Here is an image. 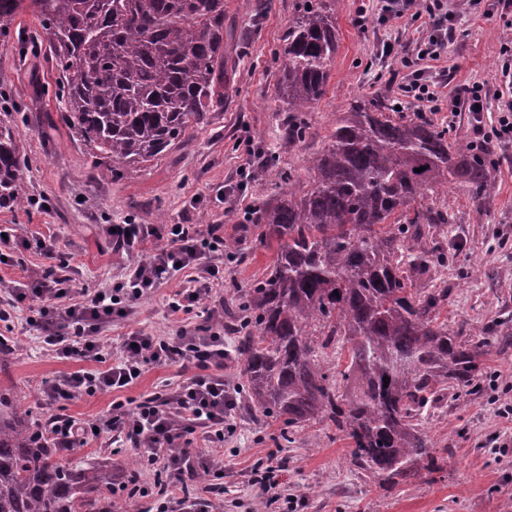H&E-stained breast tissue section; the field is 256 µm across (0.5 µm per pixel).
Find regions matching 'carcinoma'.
I'll use <instances>...</instances> for the list:
<instances>
[{
    "mask_svg": "<svg viewBox=\"0 0 512 512\" xmlns=\"http://www.w3.org/2000/svg\"><path fill=\"white\" fill-rule=\"evenodd\" d=\"M335 6L302 0L275 53L279 134L291 143L306 138L326 91ZM27 8L50 39L64 122L116 174L137 172L224 106V0H0V35ZM449 133L384 95L351 102L307 160L308 184L283 171L278 192L251 210L276 258L236 290L224 323L245 412L281 420L286 441L313 421L335 428L352 441L351 462L377 479L407 483L430 468L437 443L422 415L437 393L476 384L487 345L448 332V289L415 287L452 259L430 245L451 216L427 195L457 184L480 209L494 190L492 152ZM23 167L15 130L0 124V205L25 204ZM338 338L339 372L328 353ZM45 430L0 388V512H120L112 471L62 465Z\"/></svg>",
    "mask_w": 512,
    "mask_h": 512,
    "instance_id": "obj_1",
    "label": "carcinoma"
}]
</instances>
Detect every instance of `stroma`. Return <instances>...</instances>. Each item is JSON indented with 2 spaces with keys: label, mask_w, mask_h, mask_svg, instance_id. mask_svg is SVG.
<instances>
[{
  "label": "stroma",
  "mask_w": 512,
  "mask_h": 512,
  "mask_svg": "<svg viewBox=\"0 0 512 512\" xmlns=\"http://www.w3.org/2000/svg\"><path fill=\"white\" fill-rule=\"evenodd\" d=\"M301 0H224V66L229 82L224 106L211 112L207 126L169 147L132 175L113 176L109 164L92 156L62 121L59 73L49 39L32 12L15 18L8 36H0V113H10L17 131L25 177L34 202L21 209L0 207V228L12 241V261L0 264V282L29 281L45 259L25 247L28 239L54 242L68 265L66 274L90 289L119 280L127 267L148 257L151 243L131 253L114 251L106 225L129 221L152 224L157 213L169 223L193 224L200 231L220 228L234 244L224 259V286L247 288L265 275L276 244L263 242L246 222L257 199L275 192L278 165L303 173L306 159L326 144L337 120L357 97L385 93L402 97L400 88L412 71L438 82L442 94L493 80L500 47L512 41V6L480 0L476 9H458L455 33L440 61H417L406 68L400 59L382 56L384 42L407 43L415 34L405 20L383 21V0H338L337 52L329 65L326 93L310 111L307 138L288 143L278 137L284 107L277 95L280 74L274 53L283 43ZM255 158H248L247 149ZM499 162L491 172L494 199L477 210L457 185L435 195L451 223L437 226L434 238L453 254L448 266L421 276V288H444L448 304L441 317L449 329L494 330L512 317V144H493ZM254 175L241 179V165ZM184 275L142 299L133 314L105 331L106 358L119 356L127 333L175 335L180 323L166 303L185 287ZM0 337L11 339L13 352L0 363V387L25 397L33 417L47 422L65 414L86 422L106 417L113 402L140 401L162 385L177 386L184 374L178 365L150 367L132 386L92 397L47 405L38 397L44 379L85 369L82 361L58 358L43 346L28 324V304L10 305L0 292ZM484 390L444 396L424 417L423 427L439 445L435 462L409 484H378L349 460V441L336 430L312 423L295 442L282 441V424L231 417L232 433L224 440V512H512V454L497 445L512 441V421L502 417L512 405V346L490 342L484 356ZM138 453L114 449L108 437L61 454L71 468L96 465L126 470ZM280 466L279 494L260 496L251 482L254 468Z\"/></svg>",
  "instance_id": "obj_1"
}]
</instances>
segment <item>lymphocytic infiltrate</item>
<instances>
[{
  "instance_id": "1",
  "label": "lymphocytic infiltrate",
  "mask_w": 512,
  "mask_h": 512,
  "mask_svg": "<svg viewBox=\"0 0 512 512\" xmlns=\"http://www.w3.org/2000/svg\"><path fill=\"white\" fill-rule=\"evenodd\" d=\"M384 17L420 22L427 32L414 43L420 59L439 60L454 32L455 13L447 0H385ZM506 90L512 92V45L502 48L494 85L477 83L446 99L435 82L419 75L403 87L405 95L417 102L429 105L444 99L449 112L469 113L475 132L486 143L494 138L512 141V99L503 102L492 132H485L481 123V108L490 94ZM150 240L157 243L153 253L102 291L78 286L75 279L57 274L50 265L36 271L26 287L11 286L7 292L12 303H28L30 323L49 351L62 359L99 364L95 370L45 379L39 390L45 403L129 387L152 365L176 364L186 371V378L172 391L148 395L131 408L113 402L110 415L96 424L54 415L50 437L54 447L64 452L83 446L97 432L111 435L116 443L132 442L141 448L142 460L159 467L164 475L154 487L157 512H212L209 500L190 495L187 482L201 472L223 476L224 438L237 401L236 388L224 377L230 358L224 346V308L212 302L224 285V268L213 259L214 252L223 250L224 240L216 235L201 237L192 224L164 232L154 224H120L112 234L114 248L128 253ZM182 272L188 273V284L170 296L168 311L175 316L205 307L208 326H184L173 336L132 333L122 343L121 356L104 365L102 331ZM196 436L210 445L211 456L192 449Z\"/></svg>"
}]
</instances>
